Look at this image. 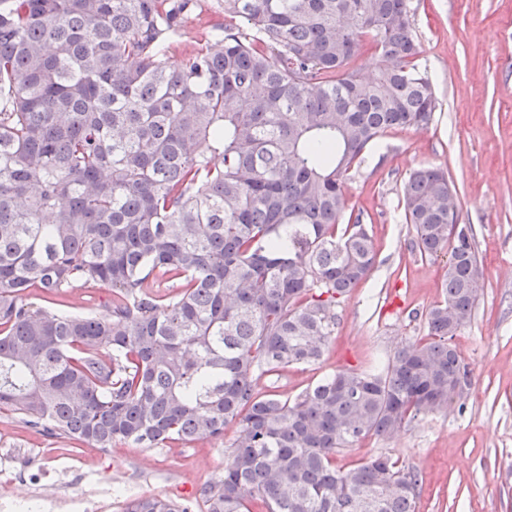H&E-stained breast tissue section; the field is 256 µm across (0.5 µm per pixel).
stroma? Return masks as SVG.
Returning a JSON list of instances; mask_svg holds the SVG:
<instances>
[{"instance_id": "stroma-1", "label": "stroma", "mask_w": 512, "mask_h": 512, "mask_svg": "<svg viewBox=\"0 0 512 512\" xmlns=\"http://www.w3.org/2000/svg\"><path fill=\"white\" fill-rule=\"evenodd\" d=\"M414 34L439 107L424 129L386 132L350 173L345 213L363 215L377 254L367 278L337 307L335 338L319 364L263 377L261 391L291 399L337 370L371 367L401 341L428 336L426 312L442 299L446 257H421L400 187L415 169L448 174L462 223L473 225L481 288L471 322L452 339L473 385L463 406L428 414L388 438L369 437L336 458L350 466L386 454L419 478L418 512H512V0H409ZM224 21V0H201L170 63ZM162 448L131 443L100 450L0 422V456L42 454L5 489L9 512H37L43 492L89 497L112 485V512L126 499H194L224 471L235 437ZM95 459L94 474L77 468Z\"/></svg>"}]
</instances>
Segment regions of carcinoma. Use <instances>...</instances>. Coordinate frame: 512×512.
Wrapping results in <instances>:
<instances>
[{
  "label": "carcinoma",
  "mask_w": 512,
  "mask_h": 512,
  "mask_svg": "<svg viewBox=\"0 0 512 512\" xmlns=\"http://www.w3.org/2000/svg\"><path fill=\"white\" fill-rule=\"evenodd\" d=\"M198 0H0V413L106 450L236 435L195 502L123 512H417L418 475L361 440L472 387L451 344L482 277L444 171L401 185L424 256L448 255L429 339L293 399L266 375L319 363L336 307L375 264L339 229L354 165L389 130L432 124L408 0H224L181 65L167 48ZM376 79L352 62L363 42ZM112 290L110 315L34 306Z\"/></svg>",
  "instance_id": "cac0c4a2"
}]
</instances>
